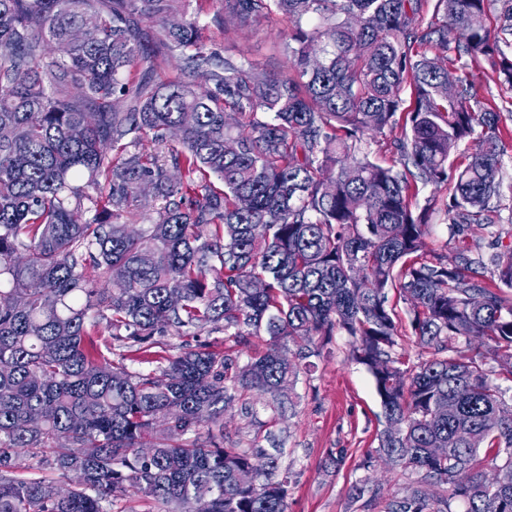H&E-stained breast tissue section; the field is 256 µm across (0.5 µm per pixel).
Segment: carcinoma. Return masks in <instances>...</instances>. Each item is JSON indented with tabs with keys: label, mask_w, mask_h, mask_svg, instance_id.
<instances>
[{
	"label": "carcinoma",
	"mask_w": 512,
	"mask_h": 512,
	"mask_svg": "<svg viewBox=\"0 0 512 512\" xmlns=\"http://www.w3.org/2000/svg\"><path fill=\"white\" fill-rule=\"evenodd\" d=\"M205 2L0 0V512H113L129 487L153 512L202 499L210 512H287L283 449L226 448L202 429L241 390L281 395L297 374L287 342L337 331L381 398L378 457L415 475L382 506L366 482L351 498L367 512H512V387L493 379L512 382V245L423 257L433 214L462 232L492 224L502 197L509 130L472 71L512 89V0L497 35L490 0H221L215 36L288 16L292 66L272 74L207 48ZM88 12L97 23L76 40ZM170 57L181 76L163 83ZM396 128L397 168L371 151ZM144 184L160 202L146 225ZM448 185V200L417 206L420 189ZM390 288L430 354L410 367ZM103 320L159 370L113 360L94 339ZM221 322L269 347L243 366L206 346L152 351L157 336Z\"/></svg>",
	"instance_id": "obj_1"
}]
</instances>
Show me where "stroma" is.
<instances>
[{
	"label": "stroma",
	"mask_w": 512,
	"mask_h": 512,
	"mask_svg": "<svg viewBox=\"0 0 512 512\" xmlns=\"http://www.w3.org/2000/svg\"><path fill=\"white\" fill-rule=\"evenodd\" d=\"M289 27L287 16L276 14L253 27L229 30L210 48L262 72H285L291 66L284 44ZM507 154L501 171L505 191L494 224L474 225L457 234L439 216H432L426 255L453 256L463 242L487 255L512 243V145ZM159 342L171 356L207 343L243 365L266 350L269 338L252 336L241 344L218 324L196 336H163ZM348 351V336L334 333L325 339L320 355L309 357L307 366L299 369L282 402L242 391L224 414L225 447H263L271 434L283 448L281 466L290 472L288 512H360L351 491L361 480L372 481L387 499L411 478L380 462L362 465L377 448L385 420L373 377L349 359ZM339 452L344 460L333 464L330 457Z\"/></svg>",
	"instance_id": "stroma-1"
}]
</instances>
